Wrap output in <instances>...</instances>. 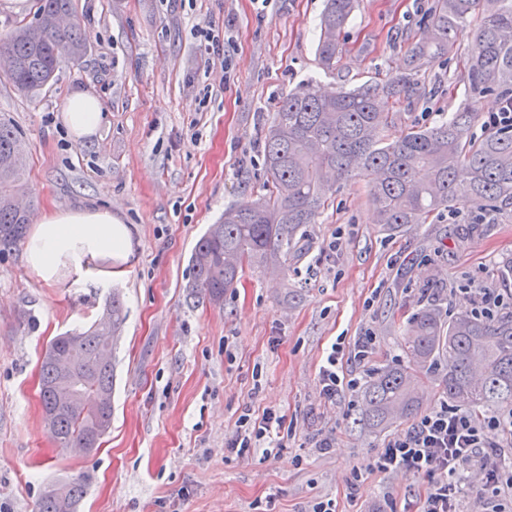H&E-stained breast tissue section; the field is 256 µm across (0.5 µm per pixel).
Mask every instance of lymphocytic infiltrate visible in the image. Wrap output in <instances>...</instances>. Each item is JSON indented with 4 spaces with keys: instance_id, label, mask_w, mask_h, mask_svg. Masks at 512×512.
I'll list each match as a JSON object with an SVG mask.
<instances>
[{
    "instance_id": "lymphocytic-infiltrate-1",
    "label": "lymphocytic infiltrate",
    "mask_w": 512,
    "mask_h": 512,
    "mask_svg": "<svg viewBox=\"0 0 512 512\" xmlns=\"http://www.w3.org/2000/svg\"><path fill=\"white\" fill-rule=\"evenodd\" d=\"M341 350L340 344H332L319 368L320 395L330 403L359 384L358 379L339 374ZM289 436L275 409H264L257 418L246 411L224 446L240 456L254 448L269 454L284 447ZM509 453L512 410L491 412L477 419L462 407L443 403L423 414L407 431L389 439L376 461L355 466L354 475L359 481L376 472L400 470L424 476L428 490L422 512H457L461 485L474 475L487 494L491 512H506L504 501L512 502V466L504 462Z\"/></svg>"
}]
</instances>
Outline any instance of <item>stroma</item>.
Here are the masks:
<instances>
[{"label":"stroma","mask_w":512,"mask_h":512,"mask_svg":"<svg viewBox=\"0 0 512 512\" xmlns=\"http://www.w3.org/2000/svg\"><path fill=\"white\" fill-rule=\"evenodd\" d=\"M433 0H357L335 71L315 48L324 0H75L90 49L63 63L46 91H19L0 73V119L27 152L26 197L48 210L108 207L128 224L132 251L108 288L63 280L43 285L24 246L0 254V512H35L44 488L86 477L80 512H310L330 498L336 512H419L428 482L412 471L354 482L407 419L382 432L361 427V390L336 403L320 396L318 370L342 341L343 373L369 381L406 362L409 320L431 306L467 311L451 289L479 279L501 289L512 259V207L480 220L464 204L428 223L385 231L363 180L337 188L300 236L301 254L273 270H245L223 306L187 304L188 257L225 207L267 191L257 143L288 94L308 84L353 88L398 82L411 42L426 32ZM226 32L224 60L200 50L196 25ZM417 75L421 97L395 109L401 126L431 127L472 103L458 77L473 42ZM95 94L106 121L85 145L61 121L69 93ZM126 315L114 352L112 425L97 451L75 456L42 421L40 363L47 344L91 325L112 293ZM29 313L33 325L22 324ZM372 334L365 364L348 352ZM273 408L292 427L271 455L224 448L243 409ZM326 432L332 448L315 446Z\"/></svg>","instance_id":"1"}]
</instances>
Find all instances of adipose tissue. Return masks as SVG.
I'll return each mask as SVG.
<instances>
[{
	"instance_id": "ef3b65f1",
	"label": "adipose tissue",
	"mask_w": 512,
	"mask_h": 512,
	"mask_svg": "<svg viewBox=\"0 0 512 512\" xmlns=\"http://www.w3.org/2000/svg\"><path fill=\"white\" fill-rule=\"evenodd\" d=\"M62 122L74 143L95 137L104 123L99 99L86 90H73ZM131 249L130 229L111 209H55L33 224L25 262L47 286L56 285L64 272L73 280L105 286L122 272Z\"/></svg>"
}]
</instances>
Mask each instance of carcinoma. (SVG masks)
<instances>
[{"instance_id":"cac0c4a2","label":"carcinoma","mask_w":512,"mask_h":512,"mask_svg":"<svg viewBox=\"0 0 512 512\" xmlns=\"http://www.w3.org/2000/svg\"><path fill=\"white\" fill-rule=\"evenodd\" d=\"M355 0H325L316 53L326 71L341 59L340 35ZM481 12L464 62L470 97H512V0H434L429 38L408 54L402 84L374 82L324 92L313 86L282 99L261 135L270 194L224 209L196 243L190 257L187 296L220 306L245 267L264 270L296 251L298 232L316 223L341 181L363 178L388 231L427 220L460 201L486 213L512 206V132L473 138L479 113L465 105L432 127L412 128L394 139L397 122L385 108L417 86L421 68L456 50L459 34ZM75 14L74 0H38L34 21L17 22L0 36V53L15 62L8 74L17 89L39 93L52 85L61 60H81L88 40L78 22L61 25L60 13ZM25 143L0 121V253L26 237L29 214L16 207L23 191ZM123 323L122 304L112 296L101 316L83 331L55 337L40 365V402L51 439L63 449L92 448L112 423V346ZM403 351L408 364L374 373L363 391L362 421L375 431L413 416L420 405L416 374L445 364L441 395L472 413L512 406V313L494 318L471 313L446 319L434 307L408 324ZM76 366L73 403L58 404L66 365ZM86 482L48 485L35 512H78Z\"/></svg>"}]
</instances>
